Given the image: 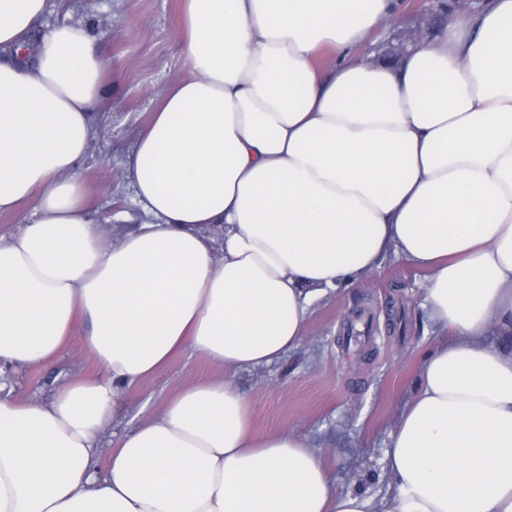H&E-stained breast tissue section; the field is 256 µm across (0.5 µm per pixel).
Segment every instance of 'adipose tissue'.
<instances>
[{"label": "adipose tissue", "instance_id": "1", "mask_svg": "<svg viewBox=\"0 0 512 512\" xmlns=\"http://www.w3.org/2000/svg\"><path fill=\"white\" fill-rule=\"evenodd\" d=\"M394 2L184 0L189 74L124 163L144 219L113 243L76 176L110 64L84 20L41 32L46 0H0V215L34 204L0 236V363L49 364L82 323L102 373L47 405L0 383V512H512V0L399 64L361 57ZM389 255L427 270L440 341L378 501L296 431L254 435L234 378L301 347L312 302ZM183 348L222 377L99 472L122 386Z\"/></svg>", "mask_w": 512, "mask_h": 512}]
</instances>
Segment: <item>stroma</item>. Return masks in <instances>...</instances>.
Returning <instances> with one entry per match:
<instances>
[{
	"label": "stroma",
	"mask_w": 512,
	"mask_h": 512,
	"mask_svg": "<svg viewBox=\"0 0 512 512\" xmlns=\"http://www.w3.org/2000/svg\"><path fill=\"white\" fill-rule=\"evenodd\" d=\"M181 4L72 0L66 6L47 0L43 26L62 20L69 8L90 17L96 46L112 66V91L95 111L99 135L78 175L91 209L117 234L140 222L123 163L159 97L189 73L179 31ZM453 5L454 0H397L393 18L366 38L362 53L409 30L425 11L431 31H440ZM427 278V272L390 257L358 286L329 290L314 302L302 348L235 377L251 404L255 434L296 431L339 489L389 496L384 451L437 339L422 308ZM99 375L75 336L54 364L10 372L9 386L17 399L46 404L72 377ZM221 375L198 353L175 354L156 374L123 389L101 447H115L184 386Z\"/></svg>",
	"instance_id": "stroma-1"
}]
</instances>
